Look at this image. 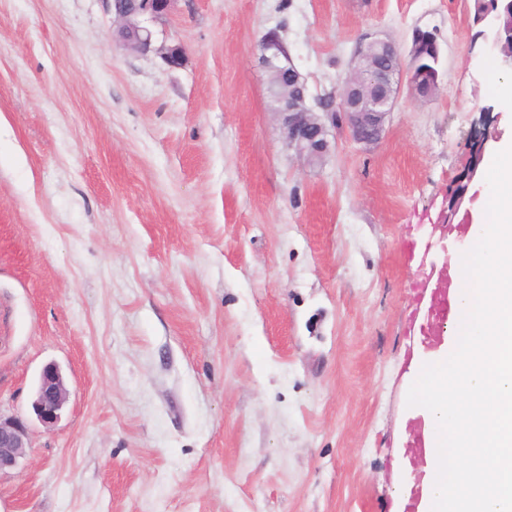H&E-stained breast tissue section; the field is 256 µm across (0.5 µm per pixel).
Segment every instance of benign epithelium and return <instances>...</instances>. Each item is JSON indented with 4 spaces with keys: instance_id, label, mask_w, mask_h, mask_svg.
Listing matches in <instances>:
<instances>
[{
    "instance_id": "1",
    "label": "benign epithelium",
    "mask_w": 512,
    "mask_h": 512,
    "mask_svg": "<svg viewBox=\"0 0 512 512\" xmlns=\"http://www.w3.org/2000/svg\"><path fill=\"white\" fill-rule=\"evenodd\" d=\"M103 2L119 22L117 34L121 41L133 50L146 51L152 41L147 23L166 17L175 0ZM475 24L481 28L483 44L499 51L501 67L512 71V0H481L477 4ZM421 55L419 42L412 44L406 64L395 44L387 39L374 38L361 44L339 98L333 97L327 104L326 116L331 124H336L339 116L355 141L378 142L401 85H406L409 95L417 100H427L437 91V86L424 82L426 72L417 64ZM260 60L271 75L268 89L274 95L272 112L278 116L286 146L308 162L324 157L335 147V142L329 139L325 123L307 107V98L299 87L302 75L278 38L266 37ZM491 139L485 129L475 130L469 136L467 146L473 161L464 172L466 179L476 177L480 158ZM66 399L67 389L59 367L54 363L46 364L39 373L32 402L37 420L46 427L54 426ZM27 440L28 428L21 419L0 415V474L18 464L27 448Z\"/></svg>"
}]
</instances>
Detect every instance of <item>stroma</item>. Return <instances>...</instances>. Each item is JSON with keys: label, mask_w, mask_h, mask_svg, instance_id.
<instances>
[{"label": "stroma", "mask_w": 512, "mask_h": 512, "mask_svg": "<svg viewBox=\"0 0 512 512\" xmlns=\"http://www.w3.org/2000/svg\"><path fill=\"white\" fill-rule=\"evenodd\" d=\"M470 0H176L150 51L102 0H0V415L28 446L0 512H400L433 271L478 120L512 137ZM436 33L433 99L384 137L344 124L316 165L284 143L259 44L310 106L366 34ZM178 44L181 67L161 47ZM59 422L31 403L41 368ZM67 399V389L59 367L48 363L41 369L32 410L46 427L54 426L61 417Z\"/></svg>", "instance_id": "obj_1"}]
</instances>
